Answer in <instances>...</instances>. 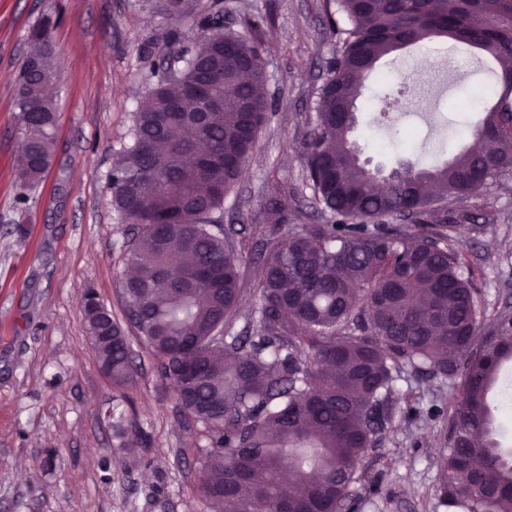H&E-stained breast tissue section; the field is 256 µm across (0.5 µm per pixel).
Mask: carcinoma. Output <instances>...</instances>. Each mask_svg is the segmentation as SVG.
Masks as SVG:
<instances>
[{
	"label": "carcinoma",
	"instance_id": "1",
	"mask_svg": "<svg viewBox=\"0 0 512 512\" xmlns=\"http://www.w3.org/2000/svg\"><path fill=\"white\" fill-rule=\"evenodd\" d=\"M336 55L318 90L302 156L327 223L299 227L277 209L254 276L255 327H227L246 291L221 224L273 101L266 91L264 20L224 32V0L199 15L183 46L139 103L129 143L108 175L112 205L134 227L121 281L126 316L201 427L198 485L214 512H359L363 463L392 429L396 375L456 382L448 448L438 469L448 512H512V454L497 438L489 395L512 361V316L487 317L475 270L450 241L448 204L512 177V0H326ZM52 19L31 31L38 50L16 87L27 132L22 187L54 148ZM450 39L497 67L496 102L452 159L393 177L383 188L359 164L352 109L364 76L408 45ZM218 96L223 107L212 108ZM485 144L482 150L478 145ZM412 213L416 231L401 223ZM84 314L103 370L123 387L131 348L92 288Z\"/></svg>",
	"mask_w": 512,
	"mask_h": 512
}]
</instances>
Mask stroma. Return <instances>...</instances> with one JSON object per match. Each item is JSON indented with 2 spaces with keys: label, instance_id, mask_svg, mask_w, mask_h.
Here are the masks:
<instances>
[{
  "label": "stroma",
  "instance_id": "stroma-1",
  "mask_svg": "<svg viewBox=\"0 0 512 512\" xmlns=\"http://www.w3.org/2000/svg\"><path fill=\"white\" fill-rule=\"evenodd\" d=\"M207 2L184 0L175 22L164 0H0V512H210L189 453L198 426L183 416L131 326L125 333L136 369L126 387H114L83 312L91 286L116 320L125 318L120 278L131 227L112 206L108 174L150 90L153 65L174 50L169 30L176 25L198 38L196 18ZM323 4L224 0L225 30L242 32L246 18L266 20L264 68L274 102L224 201L225 226L248 228L235 247L250 277L272 209L292 224L325 221L311 206L300 159L324 66L337 50ZM46 16L56 55L54 152L41 180L24 190L16 79L36 50L30 32ZM461 52L447 43L431 57L411 46L384 62L390 85L366 82L353 137L373 164L427 167L463 147L441 132L450 101L472 83L463 66L440 79ZM456 208L472 216L454 245L478 270L484 307L512 314V178ZM131 430L141 437L134 448ZM449 432L446 421L396 414L365 461L364 512H445L436 462Z\"/></svg>",
  "mask_w": 512,
  "mask_h": 512
}]
</instances>
